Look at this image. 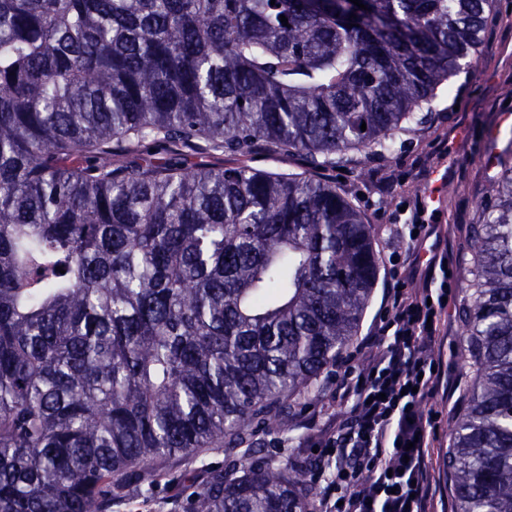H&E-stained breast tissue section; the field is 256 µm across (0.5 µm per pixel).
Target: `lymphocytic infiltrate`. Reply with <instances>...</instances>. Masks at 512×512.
Segmentation results:
<instances>
[{"label": "lymphocytic infiltrate", "mask_w": 512, "mask_h": 512, "mask_svg": "<svg viewBox=\"0 0 512 512\" xmlns=\"http://www.w3.org/2000/svg\"><path fill=\"white\" fill-rule=\"evenodd\" d=\"M385 300L375 334L336 372L345 411L309 438L318 463L333 469L316 512H434L441 493L429 459L436 428L427 404L446 369L427 347L446 305L399 276L387 283Z\"/></svg>", "instance_id": "1"}]
</instances>
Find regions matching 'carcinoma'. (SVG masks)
<instances>
[{"mask_svg": "<svg viewBox=\"0 0 512 512\" xmlns=\"http://www.w3.org/2000/svg\"><path fill=\"white\" fill-rule=\"evenodd\" d=\"M494 2L0 0V512H112L211 447L184 512H314L318 464L249 429L321 397L376 279L373 225L323 173L418 133ZM147 140L170 157L117 160ZM492 158L457 512H512V144ZM183 159L184 167L191 171L201 166L223 165L228 168L239 164L237 160L221 154H188ZM248 165L255 169L271 172H300V163L287 156L257 155L251 158Z\"/></svg>", "mask_w": 512, "mask_h": 512, "instance_id": "1", "label": "carcinoma"}]
</instances>
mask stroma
I'll list each match as a JSON object with an SVG mask.
<instances>
[{
    "instance_id": "stroma-1",
    "label": "stroma",
    "mask_w": 512,
    "mask_h": 512,
    "mask_svg": "<svg viewBox=\"0 0 512 512\" xmlns=\"http://www.w3.org/2000/svg\"><path fill=\"white\" fill-rule=\"evenodd\" d=\"M512 87V0H496L483 38L479 59L470 73L454 76L441 94L433 119L417 134H403L390 155L360 157L345 170L328 174L337 189L359 209L375 229L379 271L363 311L358 333L366 335L381 314L385 281L393 268L401 267L412 251L429 257L433 248L448 250L453 267L448 278L450 302L445 311L440 348L448 376L467 385L473 372L463 353V326L458 309L465 299L464 279L471 264L470 226L477 220L480 196L492 176L485 166L488 132L504 115H512L505 91ZM445 179L448 192L430 202L427 192L438 179ZM436 226L441 238H413L415 222ZM317 383L325 391L321 400L298 399L285 431L259 430L255 438L277 454L295 455L305 450L304 424L335 420L341 406L330 397V373ZM460 390L431 401L436 417L437 440L431 450L434 467L448 473L450 428L461 417ZM164 477L153 495L136 496L113 506L112 512H182L183 488L172 463L160 465Z\"/></svg>"
}]
</instances>
